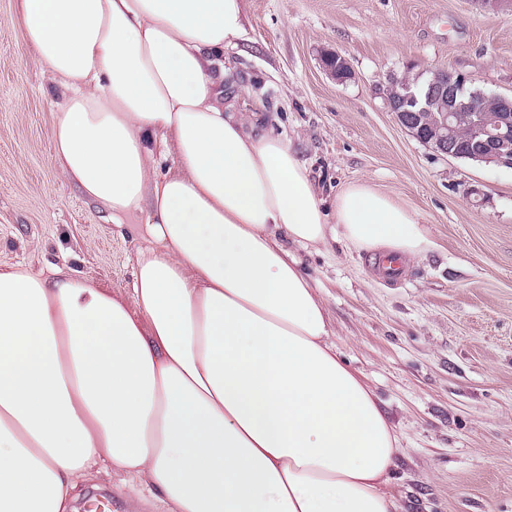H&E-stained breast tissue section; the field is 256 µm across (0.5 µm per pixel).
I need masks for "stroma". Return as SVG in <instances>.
Listing matches in <instances>:
<instances>
[{
    "instance_id": "obj_1",
    "label": "stroma",
    "mask_w": 512,
    "mask_h": 512,
    "mask_svg": "<svg viewBox=\"0 0 512 512\" xmlns=\"http://www.w3.org/2000/svg\"><path fill=\"white\" fill-rule=\"evenodd\" d=\"M0 0V267L70 269L129 291L144 241L59 176L51 132L65 90L7 24ZM246 37L224 52V102L292 139L326 202L365 183L409 206L434 246L390 281L343 240L295 253L336 344L374 388L401 442L389 488L402 512H512V169L446 157L389 112V76L470 75L512 98V7L476 0H246ZM354 76L333 79L326 54ZM482 201H470L471 191ZM120 470L113 512H161Z\"/></svg>"
}]
</instances>
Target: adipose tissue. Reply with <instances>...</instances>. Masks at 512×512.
<instances>
[{
    "label": "adipose tissue",
    "mask_w": 512,
    "mask_h": 512,
    "mask_svg": "<svg viewBox=\"0 0 512 512\" xmlns=\"http://www.w3.org/2000/svg\"><path fill=\"white\" fill-rule=\"evenodd\" d=\"M245 4L18 0L8 18L67 90L53 165L113 224L144 218L146 245L125 295L0 269V512H70L100 466L167 512L401 510L399 439L287 245L332 220L358 249L432 242L365 184L326 207L286 136L225 107Z\"/></svg>",
    "instance_id": "ef3b65f1"
}]
</instances>
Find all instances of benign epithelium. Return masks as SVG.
I'll list each match as a JSON object with an SVG mask.
<instances>
[{"instance_id": "1", "label": "benign epithelium", "mask_w": 512, "mask_h": 512, "mask_svg": "<svg viewBox=\"0 0 512 512\" xmlns=\"http://www.w3.org/2000/svg\"><path fill=\"white\" fill-rule=\"evenodd\" d=\"M328 59L335 62L333 66L325 65L332 77L341 81L352 78V71L344 57L331 53ZM431 78L424 109L433 108L435 112L431 113L432 122L426 129L416 127L414 113L408 109V105L418 102L412 88L405 87L404 95L396 92L392 97L385 96L387 108L395 113L400 124L435 152L457 158L459 153L453 147L452 141L457 127L466 120L476 144L471 156L476 160L493 162L512 169V99L495 96L501 116L489 127L482 121L475 107L477 97L473 96L466 102L458 100L466 88L474 85L472 78L444 69L432 71Z\"/></svg>"}]
</instances>
